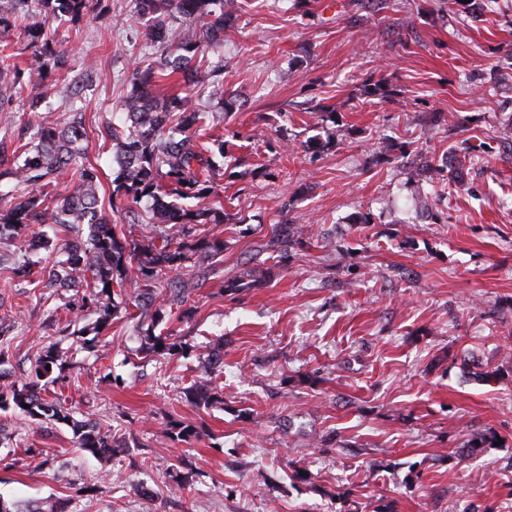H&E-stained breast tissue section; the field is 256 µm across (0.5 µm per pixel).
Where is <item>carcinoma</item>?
<instances>
[{"label": "carcinoma", "mask_w": 512, "mask_h": 512, "mask_svg": "<svg viewBox=\"0 0 512 512\" xmlns=\"http://www.w3.org/2000/svg\"><path fill=\"white\" fill-rule=\"evenodd\" d=\"M245 9L238 0H135L134 16L145 21V33L153 61L139 65L130 79L123 101V125H109L101 137L114 144L120 167L112 182L108 206L100 205V170L87 160L83 108L73 105L80 86L69 77L78 69L85 76L94 72L87 56H76L65 46L63 31L78 27L88 16L112 23L107 0H0V32L22 22L31 53L26 62L0 52V112L15 111L17 102L28 100L35 119L33 136L16 141L0 140V270L9 279L33 285L63 284L81 290V298L65 307L57 318V335L72 338L64 349L58 341L45 345L20 382L0 388V410L14 408L34 420L64 422L75 435L77 448L107 464L122 440L109 425L75 420V407L66 404L55 385L73 355L87 352L102 360L108 357L97 338L119 315L114 297L135 301L148 318L145 342L140 352L156 361H171L184 354L168 323L173 310L187 320L196 306L192 292L203 286L205 275L195 272L201 262L224 253V240L198 232L205 224L224 223L220 205L193 209L188 200L218 194L224 176L212 157L225 154L224 136L207 135L206 117L196 98L207 95L221 106L232 104L224 91V69L211 66L205 51L224 39V28ZM180 19L178 26L173 20ZM41 83L38 92L25 94L33 75ZM179 77L186 86L171 93L157 89L163 78ZM56 95L70 105L57 122L39 114L45 97ZM429 180L460 183L459 172L434 159L422 164ZM70 180L61 193H54L58 177ZM145 198L153 206L148 223L154 225L145 240L118 238L112 218L136 215ZM36 224H59L77 236V242L58 246L63 259L50 270L34 269L25 261L5 264V257L30 244ZM272 232L282 243L277 258L308 244L303 227L276 224ZM86 310L96 314L85 322ZM163 328L157 333L155 329ZM224 361L206 359L200 376L185 388L186 400L194 406L218 401L214 385ZM199 436L197 426L178 422L171 439L187 442ZM202 473L191 468L171 475L173 489H188ZM29 512H67V502L48 499L27 505Z\"/></svg>", "instance_id": "carcinoma-1"}]
</instances>
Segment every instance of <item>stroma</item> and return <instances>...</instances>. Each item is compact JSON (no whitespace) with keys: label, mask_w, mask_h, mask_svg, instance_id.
I'll return each instance as SVG.
<instances>
[{"label":"stroma","mask_w":512,"mask_h":512,"mask_svg":"<svg viewBox=\"0 0 512 512\" xmlns=\"http://www.w3.org/2000/svg\"><path fill=\"white\" fill-rule=\"evenodd\" d=\"M114 23H81L68 45L88 54L96 79L82 91L88 158L107 199L118 166L100 132L142 61L133 0H108ZM512 0L471 17L443 0H252L206 55L224 68L240 109L200 97L213 134L233 141L223 167L224 253L205 261L198 311L177 324L185 345L167 365L142 357L135 319L120 315L108 359L75 357L65 396L76 417L109 416L127 445L93 501L54 478L93 479L100 463L75 448L71 428L0 411V497L69 498L70 512H512ZM384 82L389 95H369ZM332 104V143L314 157L311 105ZM412 143L385 161L383 138ZM289 148H282V141ZM452 159L449 187L430 195L425 158ZM370 223H363V216ZM298 224L312 246L286 267L259 254L272 227ZM234 277L257 288L225 292ZM50 299L0 275V332L12 339L0 374L24 378L48 341L47 318L74 299ZM224 349L222 405L183 396L202 359ZM112 369L122 384L100 378ZM173 421L200 426L184 446ZM498 444L466 456L467 439ZM46 449L32 470L24 450ZM188 455L201 476L170 492L168 469ZM309 463L308 479L294 474Z\"/></svg>","instance_id":"stroma-1"}]
</instances>
